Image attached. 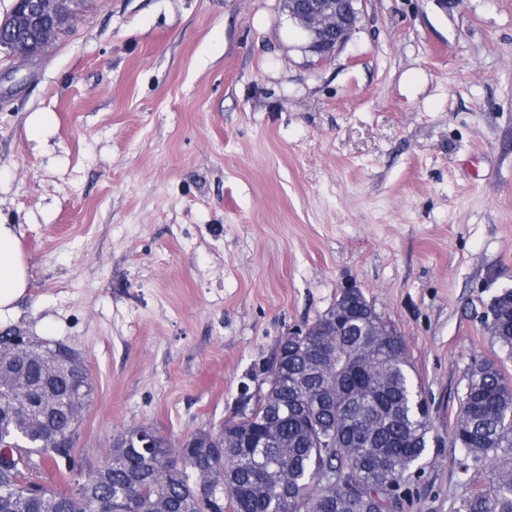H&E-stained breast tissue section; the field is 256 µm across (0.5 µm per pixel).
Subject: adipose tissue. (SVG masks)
Instances as JSON below:
<instances>
[{"label": "adipose tissue", "instance_id": "obj_1", "mask_svg": "<svg viewBox=\"0 0 512 512\" xmlns=\"http://www.w3.org/2000/svg\"><path fill=\"white\" fill-rule=\"evenodd\" d=\"M21 228L0 223V315L15 310L29 287V265L21 246Z\"/></svg>", "mask_w": 512, "mask_h": 512}]
</instances>
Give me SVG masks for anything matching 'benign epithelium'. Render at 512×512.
Instances as JSON below:
<instances>
[{
	"mask_svg": "<svg viewBox=\"0 0 512 512\" xmlns=\"http://www.w3.org/2000/svg\"><path fill=\"white\" fill-rule=\"evenodd\" d=\"M83 0H14L9 18L0 22V53L32 61L76 18ZM363 0H284L288 16L303 31L306 48L320 62L331 60L356 29ZM128 445L159 446V434L143 428L127 436Z\"/></svg>",
	"mask_w": 512,
	"mask_h": 512,
	"instance_id": "1",
	"label": "benign epithelium"
}]
</instances>
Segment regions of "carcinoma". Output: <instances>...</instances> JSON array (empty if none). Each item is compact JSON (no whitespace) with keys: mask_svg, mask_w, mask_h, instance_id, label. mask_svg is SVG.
Instances as JSON below:
<instances>
[{"mask_svg":"<svg viewBox=\"0 0 512 512\" xmlns=\"http://www.w3.org/2000/svg\"><path fill=\"white\" fill-rule=\"evenodd\" d=\"M362 299L323 316L304 336L280 342L283 365L255 408L192 435L196 448L163 440L147 456L110 448L106 467L75 478L83 412L92 396L84 371L51 351L21 349L0 375V512H403L404 475L432 429L418 409L405 344ZM492 334L512 354V290L491 303ZM67 438L58 448L53 441ZM452 437L489 484L458 512H512V384L497 364L474 362L458 398ZM52 461L61 484L32 477L33 457ZM188 456L182 468L173 460ZM334 469L341 484L321 474Z\"/></svg>","mask_w":512,"mask_h":512,"instance_id":"carcinoma-1","label":"carcinoma"}]
</instances>
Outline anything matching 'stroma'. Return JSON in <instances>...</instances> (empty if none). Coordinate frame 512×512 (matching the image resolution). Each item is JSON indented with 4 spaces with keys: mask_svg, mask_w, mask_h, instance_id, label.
<instances>
[{
    "mask_svg": "<svg viewBox=\"0 0 512 512\" xmlns=\"http://www.w3.org/2000/svg\"><path fill=\"white\" fill-rule=\"evenodd\" d=\"M281 0H86L32 64L0 54V222L30 279L0 333L73 348L76 443H178L233 418L345 282L407 347L433 429L404 512L488 481L451 438L512 287V0H365L326 63ZM55 117L49 141L30 114Z\"/></svg>",
    "mask_w": 512,
    "mask_h": 512,
    "instance_id": "stroma-1",
    "label": "stroma"
}]
</instances>
